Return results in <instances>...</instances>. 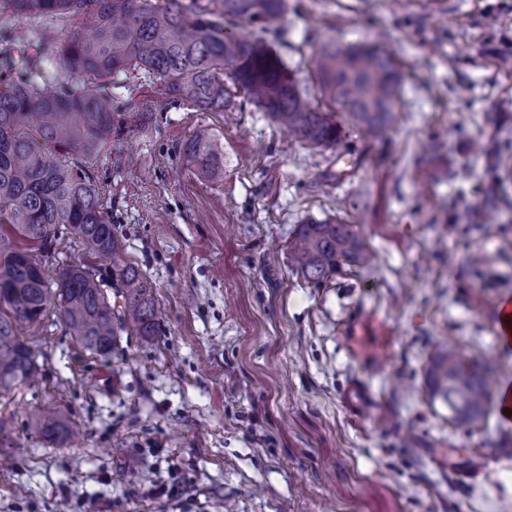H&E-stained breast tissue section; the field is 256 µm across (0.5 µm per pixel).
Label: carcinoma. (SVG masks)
Segmentation results:
<instances>
[{
    "label": "carcinoma",
    "mask_w": 512,
    "mask_h": 512,
    "mask_svg": "<svg viewBox=\"0 0 512 512\" xmlns=\"http://www.w3.org/2000/svg\"><path fill=\"white\" fill-rule=\"evenodd\" d=\"M8 8L78 21L66 34L41 26L24 36L36 46L38 82L16 73L11 49L0 50V395L40 375L24 329L52 308L82 349L102 357L121 331H159L155 284L127 259L112 228L110 190L92 174L122 124L112 111L119 76L142 73L168 101L200 111L255 104L309 146L340 144L341 116L369 136L393 124L400 68L378 44H322L315 78L326 111L304 95L271 44L282 40L284 29L273 24L284 21L287 0H8ZM240 24L255 33L237 36ZM58 59L64 77L47 69ZM183 156L204 176L224 172L222 142L205 130L186 141ZM64 235L86 257L58 259L51 270L47 258ZM288 254L314 284L370 261L354 226L340 219L297 225ZM429 390L457 424L485 416L487 378L451 352L433 363ZM35 423L49 440L75 434L61 415Z\"/></svg>",
    "instance_id": "carcinoma-1"
}]
</instances>
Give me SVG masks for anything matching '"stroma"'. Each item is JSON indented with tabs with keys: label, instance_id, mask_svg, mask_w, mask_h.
Here are the masks:
<instances>
[{
	"label": "stroma",
	"instance_id": "obj_1",
	"mask_svg": "<svg viewBox=\"0 0 512 512\" xmlns=\"http://www.w3.org/2000/svg\"><path fill=\"white\" fill-rule=\"evenodd\" d=\"M32 25L0 11V46L34 79ZM284 25L279 52L314 99L321 42L384 43L402 74L393 127L292 146L252 104L201 112L141 79L116 88L113 111L149 101L153 117L113 134L95 173L162 325L121 333L106 358L56 314L27 330L42 375L0 398L24 444L0 461V512H512V430L493 411L457 425L428 392L448 348L512 378L496 329L512 298V0H289ZM202 129L223 174L180 153ZM336 217L373 260L306 282L294 229ZM354 379L364 417L343 403ZM38 410L76 438L43 437Z\"/></svg>",
	"mask_w": 512,
	"mask_h": 512
}]
</instances>
